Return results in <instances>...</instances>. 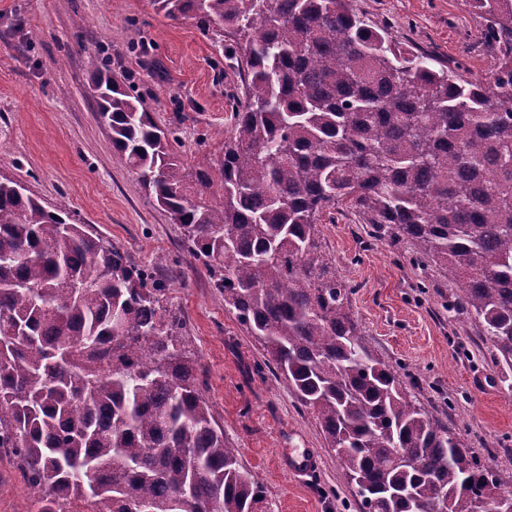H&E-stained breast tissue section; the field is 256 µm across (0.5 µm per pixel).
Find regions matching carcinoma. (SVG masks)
<instances>
[{
	"label": "carcinoma",
	"instance_id": "1",
	"mask_svg": "<svg viewBox=\"0 0 512 512\" xmlns=\"http://www.w3.org/2000/svg\"><path fill=\"white\" fill-rule=\"evenodd\" d=\"M153 3L228 50L244 98L219 160L188 172L177 131L91 56L113 149L316 414L361 512H482L501 479L360 335L317 221L344 209L446 269L512 370V0H469L486 79L399 48L350 0ZM167 292L66 205L0 180V452L36 512H272Z\"/></svg>",
	"mask_w": 512,
	"mask_h": 512
}]
</instances>
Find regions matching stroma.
Returning a JSON list of instances; mask_svg holds the SVG:
<instances>
[{"label":"stroma","instance_id":"obj_1","mask_svg":"<svg viewBox=\"0 0 512 512\" xmlns=\"http://www.w3.org/2000/svg\"><path fill=\"white\" fill-rule=\"evenodd\" d=\"M398 43L488 75L493 59L467 0H354ZM107 59L134 82L157 121L178 130L187 171L216 157L232 127L241 79L189 20L172 21L152 0H0V177L48 204H66L95 233L168 285L188 356L241 464L261 482L275 512H359L354 485L314 413L264 366V351L224 305L179 225L145 193L112 147L90 95L87 58ZM322 248L350 287V309L366 341L395 367L432 417L503 481L512 480V385L474 318L454 311L458 292L440 266L417 260L350 213L322 217ZM286 448L314 449L317 473H290ZM17 465L0 456V512H34Z\"/></svg>","mask_w":512,"mask_h":512}]
</instances>
